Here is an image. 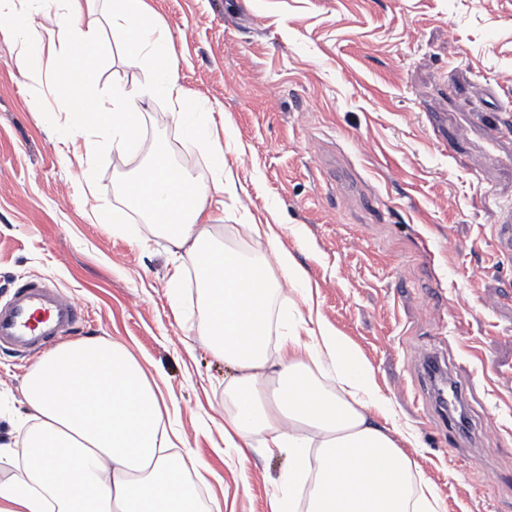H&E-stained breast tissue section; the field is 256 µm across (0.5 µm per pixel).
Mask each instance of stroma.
<instances>
[{"instance_id": "35a3bbf8", "label": "stroma", "mask_w": 512, "mask_h": 512, "mask_svg": "<svg viewBox=\"0 0 512 512\" xmlns=\"http://www.w3.org/2000/svg\"><path fill=\"white\" fill-rule=\"evenodd\" d=\"M172 33L181 84L229 114L224 157L236 197L213 208L220 241L267 246L272 225L303 270L321 323L370 365L405 451L440 512H512V258L494 234L512 209V0H150ZM0 34V304L22 281L78 300L74 338L119 342L175 408L178 450L202 464L223 512H270L288 458L224 444V379L198 312L195 262L178 290L165 235L112 195L142 162L106 148L87 203L57 132L68 104L21 75ZM143 76L113 45L96 94ZM142 140L199 180L208 159L166 100ZM130 228L113 233L92 206ZM461 393L468 435L450 426L427 373ZM37 354L0 347V441L18 440L22 385ZM499 427L486 438L485 420Z\"/></svg>"}]
</instances>
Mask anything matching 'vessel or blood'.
I'll use <instances>...</instances> for the list:
<instances>
[{"mask_svg": "<svg viewBox=\"0 0 512 512\" xmlns=\"http://www.w3.org/2000/svg\"><path fill=\"white\" fill-rule=\"evenodd\" d=\"M84 315L82 304L42 282L17 288L0 306V344L33 352L66 336Z\"/></svg>", "mask_w": 512, "mask_h": 512, "instance_id": "1", "label": "vessel or blood"}]
</instances>
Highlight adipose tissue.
<instances>
[{
  "instance_id": "adipose-tissue-1",
  "label": "adipose tissue",
  "mask_w": 512,
  "mask_h": 512,
  "mask_svg": "<svg viewBox=\"0 0 512 512\" xmlns=\"http://www.w3.org/2000/svg\"><path fill=\"white\" fill-rule=\"evenodd\" d=\"M59 29L61 45H43L34 25ZM0 33L19 49L20 74L58 80L72 103L61 140L101 129L86 156L106 144L139 148L144 163L113 192L195 261L199 313L211 352L231 369L224 443L246 456L255 436L268 452L287 453L295 491L271 512H438V496L416 479L402 448L406 437L386 427L387 399L370 367L343 338L299 319L271 346L273 302L291 286L302 304L310 293L271 225H254L267 248L251 254L208 230L216 199L236 196L208 103L179 82L170 35L147 0H0ZM124 44L139 66L137 92L113 88L91 97L105 34ZM165 98L170 117L187 126L210 162L209 181L176 167L160 147L140 142L137 101ZM278 267L280 276L269 275ZM334 385L319 378L324 366ZM23 401L33 421L19 442L0 443V464L23 460L19 476L0 480V512H222L202 503L201 464L175 452L178 435L159 383L127 347L82 338L44 352L26 376Z\"/></svg>"
}]
</instances>
